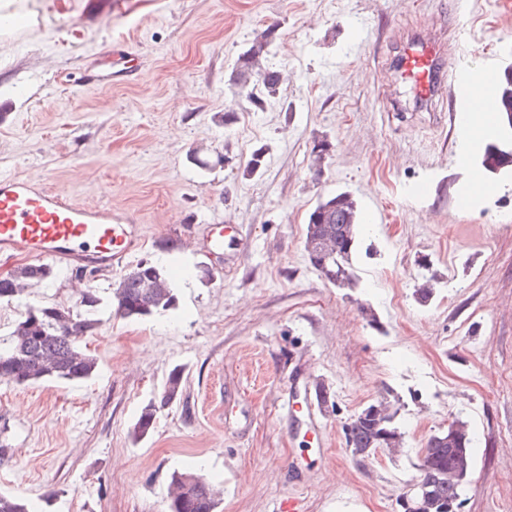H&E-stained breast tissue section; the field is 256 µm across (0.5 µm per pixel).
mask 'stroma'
<instances>
[{"label":"stroma","mask_w":512,"mask_h":512,"mask_svg":"<svg viewBox=\"0 0 512 512\" xmlns=\"http://www.w3.org/2000/svg\"><path fill=\"white\" fill-rule=\"evenodd\" d=\"M85 0H36L0 29V173L37 177L84 205L132 214L143 246L125 265L51 280L0 302V338L28 307L75 305L143 261L170 266L173 309L130 320L99 309L81 381L0 382V493L41 512H168L174 473L217 485L216 512H400L426 439L454 418L475 434L461 512H512V178L456 206L469 171L453 104L391 112L408 94L383 63L409 29L451 28L454 62L512 65V0H125L111 25ZM280 94L256 109L229 84L266 28ZM138 76L83 85L127 58ZM331 144L315 161V141ZM259 172L243 169L256 149ZM225 161L203 169L191 151ZM427 190L418 195L417 183ZM351 192L371 216L353 289L304 249L307 217ZM223 229L221 257L209 239ZM433 298L415 291L421 263ZM181 395L130 432L172 370ZM324 384L314 413L290 409ZM399 400V452L352 456L346 427Z\"/></svg>","instance_id":"stroma-1"}]
</instances>
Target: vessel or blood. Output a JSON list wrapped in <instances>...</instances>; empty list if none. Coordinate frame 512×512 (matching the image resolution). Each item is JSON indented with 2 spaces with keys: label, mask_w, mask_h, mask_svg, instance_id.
I'll return each instance as SVG.
<instances>
[{
  "label": "vessel or blood",
  "mask_w": 512,
  "mask_h": 512,
  "mask_svg": "<svg viewBox=\"0 0 512 512\" xmlns=\"http://www.w3.org/2000/svg\"><path fill=\"white\" fill-rule=\"evenodd\" d=\"M85 9L91 18L108 24L121 13L122 0H87ZM451 55L444 33L420 29L403 35L389 65L409 89L414 111L431 112L442 97L453 98L448 123L466 146L459 155L464 161L478 144L473 103H480L489 115L498 107L490 93L494 69L454 66ZM139 245V227L131 216L113 212L108 205H77L35 180L0 174L1 255L21 251L68 267L92 263L112 269Z\"/></svg>",
  "instance_id": "obj_1"
}]
</instances>
